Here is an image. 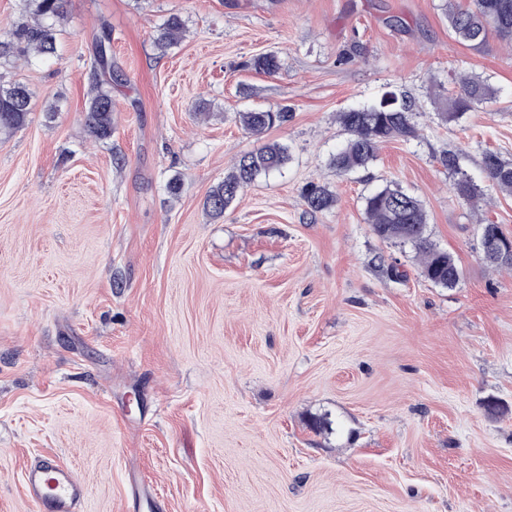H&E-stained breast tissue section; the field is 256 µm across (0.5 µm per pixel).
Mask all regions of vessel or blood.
Here are the masks:
<instances>
[{
	"label": "vessel or blood",
	"instance_id": "1",
	"mask_svg": "<svg viewBox=\"0 0 512 512\" xmlns=\"http://www.w3.org/2000/svg\"><path fill=\"white\" fill-rule=\"evenodd\" d=\"M130 512H162L164 504L138 473H130ZM24 495L31 512H85L88 491L59 458L46 455L24 475Z\"/></svg>",
	"mask_w": 512,
	"mask_h": 512
}]
</instances>
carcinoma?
I'll list each match as a JSON object with an SVG mask.
<instances>
[{
  "label": "carcinoma",
  "instance_id": "carcinoma-1",
  "mask_svg": "<svg viewBox=\"0 0 512 512\" xmlns=\"http://www.w3.org/2000/svg\"><path fill=\"white\" fill-rule=\"evenodd\" d=\"M24 10L9 34L0 38V59L30 61L49 58L56 52L58 26L65 19V0H23ZM442 11L454 40L466 47L479 49L494 37L512 47V0H470L459 8L442 0ZM185 21L176 13L170 14L157 27L155 48L165 55L178 46L185 36ZM110 29L102 27L98 49L91 67L96 81L85 124L90 133L105 139L112 133V54ZM249 67L264 73H274L280 67V58L274 53L263 54L251 60ZM460 93L441 100V117L446 122L460 119L465 112L492 102L497 94L487 81L478 76L460 79ZM31 96L25 85L0 80V133H12L25 126L31 112ZM416 104L392 92L379 102L352 108L340 113L339 119L349 135L342 148L330 158V165L340 175L366 169L376 160L379 146L388 140L409 142L419 137L413 121ZM292 109L286 105L266 110L242 112V127L253 135H261L275 126L286 124ZM290 160L289 148L279 143L263 146L257 152L245 155L234 164L207 195L205 209L214 218L235 201L245 187L261 176L281 170ZM448 171L455 175L452 188L456 196L470 204L481 202L483 195L472 177L461 171L458 156L448 152L442 158ZM482 170L486 178L501 191L512 194V161L498 153H484ZM302 197L310 214L322 213L336 206V195L323 185H307ZM364 212L372 233L412 249L421 262L425 279L442 288H454L460 280V268L454 256L439 248L427 233V214L422 202L405 193L398 185L388 183L364 197ZM507 235L498 224H484L481 232L482 260L495 268L512 269V260L500 259L493 244Z\"/></svg>",
  "mask_w": 512,
  "mask_h": 512
}]
</instances>
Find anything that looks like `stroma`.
I'll list each match as a JSON object with an SVG mask.
<instances>
[{
    "instance_id": "35a3bbf8",
    "label": "stroma",
    "mask_w": 512,
    "mask_h": 512,
    "mask_svg": "<svg viewBox=\"0 0 512 512\" xmlns=\"http://www.w3.org/2000/svg\"><path fill=\"white\" fill-rule=\"evenodd\" d=\"M440 3L66 0L54 57L0 63L32 96L0 135V512H29L24 470L48 454L88 512H126L133 468L168 512H512V272L479 246L486 223L512 236V195L480 169L487 150L512 161V52L456 43ZM173 12L186 37L162 56ZM105 23L122 81L99 141L84 112ZM269 52L276 73L247 69ZM464 72L499 99L444 122L434 93ZM387 92L422 106L420 138L337 176L338 113ZM283 104L262 136L238 122ZM272 142L283 172L212 218L211 188ZM449 150L480 206L454 194ZM310 182L335 208L307 213ZM389 182L423 202L456 287L371 232L363 198Z\"/></svg>"
}]
</instances>
